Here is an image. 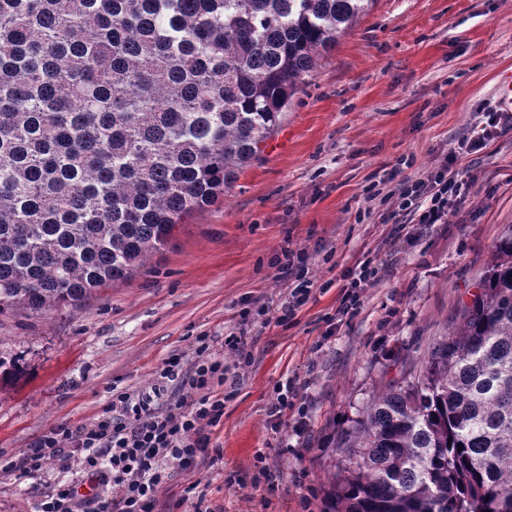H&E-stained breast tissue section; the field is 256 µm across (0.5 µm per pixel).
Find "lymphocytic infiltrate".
<instances>
[{"label": "lymphocytic infiltrate", "mask_w": 512, "mask_h": 512, "mask_svg": "<svg viewBox=\"0 0 512 512\" xmlns=\"http://www.w3.org/2000/svg\"><path fill=\"white\" fill-rule=\"evenodd\" d=\"M510 127L511 112L487 110L485 121L438 155L431 171L403 178L398 209L424 226L447 223L465 208L475 180L467 157L482 153L497 131ZM225 380L224 349L214 337H197L191 361L172 355L150 389L114 393L90 423L49 428L10 470L34 479L50 463L65 472L76 466L97 486L84 500L72 483H41L38 512H154L174 471L194 469L206 455L208 429L224 416Z\"/></svg>", "instance_id": "obj_1"}]
</instances>
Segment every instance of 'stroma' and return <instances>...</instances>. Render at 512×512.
I'll return each instance as SVG.
<instances>
[{
	"mask_svg": "<svg viewBox=\"0 0 512 512\" xmlns=\"http://www.w3.org/2000/svg\"><path fill=\"white\" fill-rule=\"evenodd\" d=\"M512 72V0H374L320 59L291 100L278 133L224 201L188 216L133 279L101 288L71 313L0 325V349L20 374L0 385V512H36L31 480L4 469L49 428L91 422L113 391L150 387L173 353L197 337L237 333L249 312L250 362L225 350L224 417L195 473L175 472L156 512L182 489L217 512H320L335 439L401 364L422 360L445 336L512 224V129L476 165L464 213L419 229L392 251L384 239L394 202H366L424 175L434 157L498 104ZM305 251L314 285L292 316L277 265ZM379 256V278L357 315L338 318L343 275ZM299 394L280 419L279 387ZM276 476L252 484L255 456ZM236 474L243 486L226 487Z\"/></svg>",
	"mask_w": 512,
	"mask_h": 512,
	"instance_id": "obj_1",
	"label": "stroma"
}]
</instances>
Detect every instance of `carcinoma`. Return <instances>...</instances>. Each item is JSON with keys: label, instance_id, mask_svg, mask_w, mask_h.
Masks as SVG:
<instances>
[{"label": "carcinoma", "instance_id": "1", "mask_svg": "<svg viewBox=\"0 0 512 512\" xmlns=\"http://www.w3.org/2000/svg\"><path fill=\"white\" fill-rule=\"evenodd\" d=\"M373 2L0 0V320L133 277L232 187ZM336 451L322 512L512 500V225L460 321Z\"/></svg>", "mask_w": 512, "mask_h": 512}]
</instances>
